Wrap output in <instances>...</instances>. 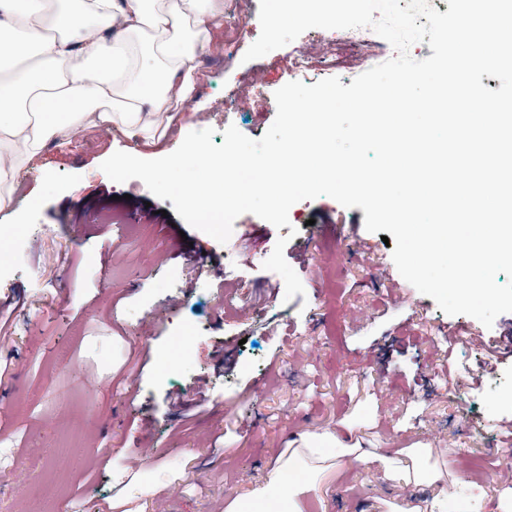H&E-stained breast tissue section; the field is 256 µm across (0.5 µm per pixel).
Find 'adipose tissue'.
I'll use <instances>...</instances> for the list:
<instances>
[{"label":"adipose tissue","mask_w":512,"mask_h":512,"mask_svg":"<svg viewBox=\"0 0 512 512\" xmlns=\"http://www.w3.org/2000/svg\"><path fill=\"white\" fill-rule=\"evenodd\" d=\"M223 19L224 0H0V209L50 141L94 128L146 146L165 138ZM336 456L290 449L251 500L299 512L310 478Z\"/></svg>","instance_id":"1"}]
</instances>
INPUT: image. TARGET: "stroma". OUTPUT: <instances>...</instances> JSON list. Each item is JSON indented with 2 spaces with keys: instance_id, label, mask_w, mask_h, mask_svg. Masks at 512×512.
Returning <instances> with one entry per match:
<instances>
[{
  "instance_id": "obj_1",
  "label": "stroma",
  "mask_w": 512,
  "mask_h": 512,
  "mask_svg": "<svg viewBox=\"0 0 512 512\" xmlns=\"http://www.w3.org/2000/svg\"><path fill=\"white\" fill-rule=\"evenodd\" d=\"M293 45L225 64L203 55L179 130L263 136L275 119L224 107V85L260 70L268 92L292 76ZM91 129L21 168L0 210V512H231L277 458L327 439L345 449L299 499L301 512H412L458 495L460 512H512V313L492 327L450 316L398 272L361 208L322 196L275 228L246 213L227 243L191 227L138 179L101 163L132 148ZM164 211L158 221L150 211ZM304 291L286 299L265 270L279 237ZM95 266H87V257ZM191 362L161 356L183 321ZM148 447L147 458L138 448ZM354 448L415 459L441 481H393ZM491 470L479 479L476 461Z\"/></svg>"
}]
</instances>
